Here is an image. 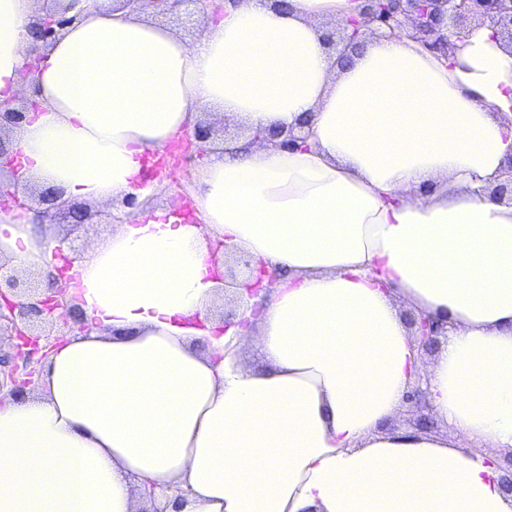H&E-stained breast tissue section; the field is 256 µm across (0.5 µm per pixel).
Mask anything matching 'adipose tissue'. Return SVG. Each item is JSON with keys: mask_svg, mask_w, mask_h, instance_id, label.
Instances as JSON below:
<instances>
[{"mask_svg": "<svg viewBox=\"0 0 512 512\" xmlns=\"http://www.w3.org/2000/svg\"><path fill=\"white\" fill-rule=\"evenodd\" d=\"M359 0H225L183 38L163 15L86 0L43 46L40 108L14 129L30 188L113 201L121 221L75 259L85 331L0 407V512H512L483 445L512 449V202L490 195L512 135V52L480 29L445 59L400 32L335 63ZM36 0H0V101L22 95ZM201 224H136L143 155L202 111ZM308 120L303 147L252 131ZM277 269L236 324L209 242ZM35 212L0 213V259L50 271ZM447 326L425 362L400 306ZM250 351L256 365L243 364ZM427 373L447 435L390 431ZM469 445L457 447L455 437Z\"/></svg>", "mask_w": 512, "mask_h": 512, "instance_id": "obj_1", "label": "adipose tissue"}]
</instances>
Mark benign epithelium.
<instances>
[{"label": "benign epithelium", "mask_w": 512, "mask_h": 512, "mask_svg": "<svg viewBox=\"0 0 512 512\" xmlns=\"http://www.w3.org/2000/svg\"><path fill=\"white\" fill-rule=\"evenodd\" d=\"M84 0H67L62 7L52 6L36 19V39L43 43L53 40L60 30L76 19L69 12ZM141 6L162 4L167 14L178 19L195 14L201 16L208 11H218L221 5L217 0H126ZM358 15L339 22L338 36L327 38L329 47L337 53V59L344 58L347 49L361 44L369 37H384L395 33L407 24L415 38L431 52L449 57L465 42L475 30L488 28L492 37L503 46L512 49V0H361ZM39 107L37 92L15 103L0 104V131L16 127L22 123L27 113ZM306 124L285 128L257 130L253 134L256 141H279L284 148L306 142L309 133ZM10 163L12 191L9 204L21 212L34 210L50 221L58 210L66 209V215L74 224H85L91 216L88 208L63 207L61 192L55 188L42 190H18L21 163L14 162V156L5 158ZM502 181L495 185L491 193L499 198L512 195V154L509 155L501 173ZM243 266L250 270V277L244 283L249 296L254 297L263 288V282H273L276 274L266 265H253L248 256L240 258ZM49 275L50 288L36 282L20 280L7 270V264L0 263V321L11 324L15 343L9 369L0 377V405L6 398L23 394L26 387L34 382L37 365L44 360L57 341L35 331L39 323L54 320L55 314L70 319L72 306L68 303L70 278L63 266L53 267ZM414 328L415 341L427 352L435 349L437 330L434 322L426 316L410 318Z\"/></svg>", "instance_id": "obj_1"}]
</instances>
